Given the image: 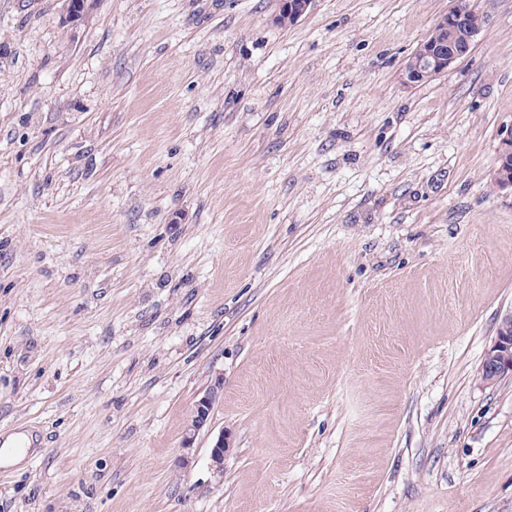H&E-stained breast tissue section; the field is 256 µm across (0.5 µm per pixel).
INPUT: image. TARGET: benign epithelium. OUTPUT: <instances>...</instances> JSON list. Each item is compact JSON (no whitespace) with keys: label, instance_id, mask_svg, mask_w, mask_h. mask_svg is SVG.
Segmentation results:
<instances>
[{"label":"benign epithelium","instance_id":"obj_1","mask_svg":"<svg viewBox=\"0 0 512 512\" xmlns=\"http://www.w3.org/2000/svg\"><path fill=\"white\" fill-rule=\"evenodd\" d=\"M67 10L63 22L75 24L82 20L89 9V0H66ZM312 0H282L276 22L294 23L305 15ZM474 9L468 0H454L448 12L440 16L434 23L431 32L425 39V47L413 52L402 65L399 75L401 81L414 86L429 82L437 76L454 68L461 59L466 57L483 24L479 18L473 29L471 40L461 45H450L443 39H437L438 33L448 26L462 23L472 17ZM491 181L500 190H512V127L502 133L499 149V166L494 171ZM512 375V313L501 320L497 335L491 346L486 350L480 372L481 380L493 384L506 375ZM224 382L221 380L211 384L206 393L196 402L184 437V447L193 444L195 435L203 429L210 418L215 404L220 400ZM232 447L230 438L219 432L210 450V470L218 481L224 478V456Z\"/></svg>","mask_w":512,"mask_h":512}]
</instances>
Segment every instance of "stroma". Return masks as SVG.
Returning <instances> with one entry per match:
<instances>
[{
  "label": "stroma",
  "mask_w": 512,
  "mask_h": 512,
  "mask_svg": "<svg viewBox=\"0 0 512 512\" xmlns=\"http://www.w3.org/2000/svg\"><path fill=\"white\" fill-rule=\"evenodd\" d=\"M470 3L408 87L452 0H0V512H512V0ZM311 3L312 0H282L280 12L275 18L276 22H297L308 12ZM473 12L475 10L471 8L468 1H454L448 12L440 16L434 23L431 32L425 39V47L418 52L414 51L402 65L399 75L403 84L414 86L429 82L454 68L461 59L469 54L472 44L484 24V18L480 14L477 13L479 21L473 29L471 39L465 44L461 43H464L470 34L468 24H458L450 29L448 41L443 38L437 39V35L448 30V26L452 24L468 21ZM491 181L500 190L512 191V126L502 133L499 149V166L494 171ZM508 374L512 375V313L503 317L494 342L486 350L480 378L494 384ZM224 382L216 380L196 402L184 437V448H191L195 435L203 429L210 418L215 404L220 400ZM232 447L230 438L219 432L210 450V470L218 482L224 478V456Z\"/></svg>",
  "instance_id": "stroma-1"
}]
</instances>
